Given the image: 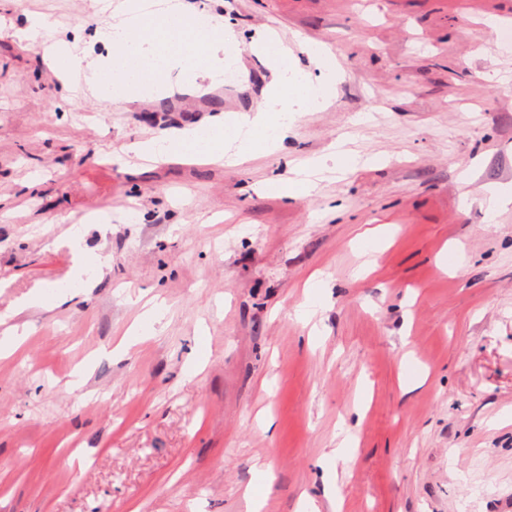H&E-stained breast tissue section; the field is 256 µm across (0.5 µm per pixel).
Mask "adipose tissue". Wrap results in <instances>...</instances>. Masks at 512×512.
Returning <instances> with one entry per match:
<instances>
[{
	"mask_svg": "<svg viewBox=\"0 0 512 512\" xmlns=\"http://www.w3.org/2000/svg\"><path fill=\"white\" fill-rule=\"evenodd\" d=\"M99 12H114L113 22L98 28L97 37L106 54L96 64H88L64 44L53 43L49 22L33 18L29 27L17 31L18 41L38 44L46 54L65 57L70 72L80 74L93 91L98 111L109 112L132 101L131 85L142 79L154 80L176 67H184L189 85L213 78L224 68L228 47L237 46L234 33L226 32L222 20L188 10L182 0L150 13L143 12L140 0H94ZM280 80L254 113L243 115L239 123L250 129L247 138L225 134L217 127L202 133L188 130L177 138L137 144V152L171 161L189 153L220 155L230 164L247 159L260 149H277L292 112H315L325 99L304 74L294 71L287 60L276 64Z\"/></svg>",
	"mask_w": 512,
	"mask_h": 512,
	"instance_id": "adipose-tissue-1",
	"label": "adipose tissue"
}]
</instances>
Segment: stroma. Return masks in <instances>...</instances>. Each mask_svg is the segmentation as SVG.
<instances>
[{
  "mask_svg": "<svg viewBox=\"0 0 512 512\" xmlns=\"http://www.w3.org/2000/svg\"><path fill=\"white\" fill-rule=\"evenodd\" d=\"M90 2L0 0V337L26 332L0 357V512H247L249 487L263 512H499L512 207L482 195L512 187V0H187L236 32L229 78L112 112L12 37L39 13L95 59ZM261 35L311 79L302 44L338 62L277 151L114 161L236 130L272 85ZM308 159L312 196L270 191Z\"/></svg>",
  "mask_w": 512,
  "mask_h": 512,
  "instance_id": "35a3bbf8",
  "label": "stroma"
}]
</instances>
